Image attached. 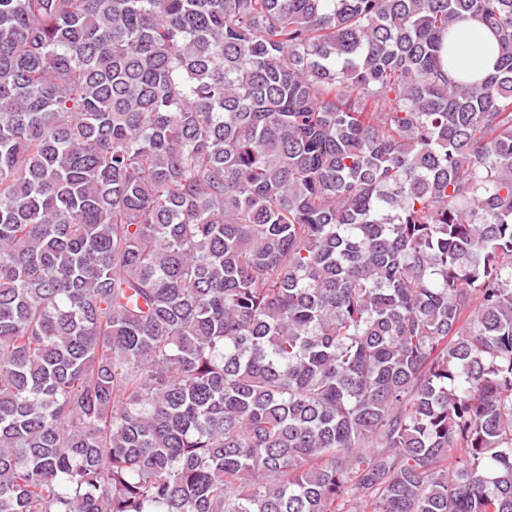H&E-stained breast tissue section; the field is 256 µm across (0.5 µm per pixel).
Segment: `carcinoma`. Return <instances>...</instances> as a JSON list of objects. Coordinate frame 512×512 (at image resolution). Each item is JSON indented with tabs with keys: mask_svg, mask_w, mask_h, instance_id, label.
<instances>
[{
	"mask_svg": "<svg viewBox=\"0 0 512 512\" xmlns=\"http://www.w3.org/2000/svg\"><path fill=\"white\" fill-rule=\"evenodd\" d=\"M0 512H512V0H0ZM474 30H480L482 33L478 40L474 39L472 33ZM458 36L465 48L459 57L460 66L475 71L491 70L495 60V39L493 34L488 30L481 29L478 23L468 21L462 24L458 30ZM475 45H479L481 49L474 50Z\"/></svg>",
	"mask_w": 512,
	"mask_h": 512,
	"instance_id": "carcinoma-1",
	"label": "carcinoma"
}]
</instances>
